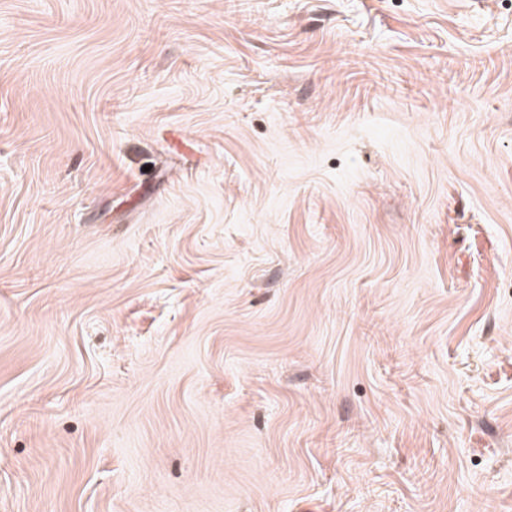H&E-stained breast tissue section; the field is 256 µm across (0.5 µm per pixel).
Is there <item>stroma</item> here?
<instances>
[{
  "label": "stroma",
  "instance_id": "stroma-1",
  "mask_svg": "<svg viewBox=\"0 0 512 512\" xmlns=\"http://www.w3.org/2000/svg\"><path fill=\"white\" fill-rule=\"evenodd\" d=\"M0 512H512V0H0Z\"/></svg>",
  "mask_w": 512,
  "mask_h": 512
}]
</instances>
